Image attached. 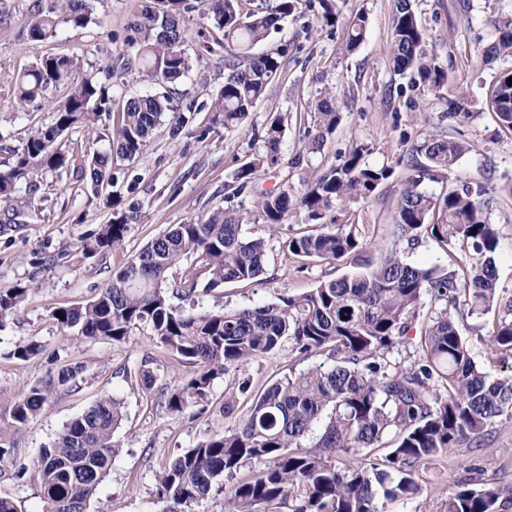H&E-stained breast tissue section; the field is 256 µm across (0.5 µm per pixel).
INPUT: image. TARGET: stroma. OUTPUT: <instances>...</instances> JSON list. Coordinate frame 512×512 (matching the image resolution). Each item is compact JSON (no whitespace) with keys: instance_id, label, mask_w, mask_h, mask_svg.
I'll return each mask as SVG.
<instances>
[{"instance_id":"obj_1","label":"stroma","mask_w":512,"mask_h":512,"mask_svg":"<svg viewBox=\"0 0 512 512\" xmlns=\"http://www.w3.org/2000/svg\"><path fill=\"white\" fill-rule=\"evenodd\" d=\"M7 4L6 15L0 17V168L24 148L33 127L53 120L51 109L41 102L17 103L13 94L16 75L50 54L78 58L68 84L50 92L52 99H64L69 83L98 73L108 60L129 56L128 24L139 9V0H96L86 27L76 30L63 24L53 39L34 43L22 33L33 0H7ZM360 10L368 16L367 36L353 51L347 49L342 30L333 31L317 22L308 26L299 20L281 22L271 41L289 47L284 70L257 102L247 126L231 131L213 127L207 113L199 112L174 138L168 123H161L138 157L113 156L112 178L100 186L70 173L44 175L38 191L31 193L32 210L22 229L0 234V290L19 283L31 287L21 312L0 329V445L10 448L13 455L12 460L0 462V494L13 497L22 512H39L41 503L28 478L17 474L14 460H33L40 448L100 395L123 399L127 416L118 431L122 452L88 512H164L166 504L156 494L155 476L167 461L209 435L235 431L256 394L312 366V359L300 357L291 343H283L277 351L216 378L206 401L173 416L157 394L132 388L124 371L150 356L161 372L171 371L186 380L195 376V366L172 365L169 356L142 331L117 344L96 340L64 347L51 313L91 298L113 271L170 225L206 219L222 207L228 173L248 159L252 128L282 112L304 111L321 91L332 90L344 106L341 122L323 150L309 155L312 164L334 162L352 144L365 142L371 147L369 164L394 170L372 197L353 205L367 239L375 244L369 257H376L378 249L392 241L396 198L408 173L413 143L423 133L444 135L455 129L472 150L449 173L448 182H480L490 188L488 216L500 238L495 254L499 286L512 295V134L501 132L488 105L499 66L481 61L483 46L498 36L496 20L512 13V0H419L429 45L448 75L447 89L440 93L405 89L404 78L394 74L388 54L391 0H345L342 6L347 15ZM223 84V61L215 55L205 57L170 91L172 98L188 95L205 103ZM452 90L466 95L469 119L448 118ZM305 153L298 127L289 124L281 161L262 172L258 189L273 190L285 183L299 186L303 171L293 160ZM113 198L125 206L140 205L145 214L143 223L132 225L124 248L88 259L70 252L71 244L111 221L108 202ZM307 222L306 212L297 211L280 234L269 236L267 272L259 281L201 293L196 310L273 303L306 293L320 280L363 270L360 259L315 260L304 267L286 259L288 236L306 230ZM494 319L491 313L471 316L460 322L459 329L475 342V362L497 377L503 368L492 362L481 341L491 332ZM22 340L38 342L41 354L29 361L12 358L16 343ZM63 359L82 365L78 389L59 391L40 416L24 425L15 424L11 419L14 404ZM243 381L249 385L248 392L237 396L236 412L225 415V389ZM417 478L421 497L388 504L387 512H444L449 490L462 481L512 483V416L497 419L484 446L448 449L422 464Z\"/></svg>"}]
</instances>
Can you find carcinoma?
Here are the masks:
<instances>
[{
	"label": "carcinoma",
	"mask_w": 512,
	"mask_h": 512,
	"mask_svg": "<svg viewBox=\"0 0 512 512\" xmlns=\"http://www.w3.org/2000/svg\"><path fill=\"white\" fill-rule=\"evenodd\" d=\"M95 0H34L24 23L29 39L44 42L57 27H84ZM418 0H393L389 56L393 71L409 76L411 87L442 88L447 74L429 43ZM321 9L329 27L342 25L346 46L364 41L367 17L342 16L339 0H141L129 25L128 44L142 76L161 87L188 76L194 59L224 53V85L211 100L210 124L226 130L250 117L267 87L280 76L288 45L261 53L280 22L303 18ZM196 14V52L184 48V23ZM499 36L485 50L491 61L512 62V18L498 22ZM77 60L48 55L15 78L13 93L21 104L44 100L49 90L68 80ZM512 65L501 68L489 106L502 130L512 133ZM466 97L448 99L450 114L469 118ZM54 121L33 128L12 165L0 169V204L11 210L8 223L31 205L17 195V184L29 181L38 190L45 173L89 174L93 183L106 178L109 156L80 158L61 144L66 131L81 127L97 133L111 117L108 89L89 76L70 87L66 98L51 103ZM202 105L191 99L173 106L170 92L128 99L113 123L110 149L132 160L147 146L154 129L169 115L176 137ZM340 105L326 90L314 110L299 113L304 138L320 147L340 122ZM287 130L281 114L253 129L248 161L233 169L224 184L227 205L206 220L174 224L149 242L112 277L97 286L87 301L57 307L52 317L62 342L84 339L121 342L143 330L176 363L199 366L186 382L173 376L158 384L154 360L147 358L125 377L140 389H158L161 403L181 414L210 395L213 381L232 369L276 351L284 341L304 357L326 361L267 386L255 396L236 431L216 433L177 455L157 475L164 512H194L213 490L224 491V512H384V503L411 500L422 493L416 473L422 462L450 448L486 443L496 418L512 411V375L490 379L476 364L471 346L461 336L458 319L498 311L495 325L480 337L493 350L512 355V296L500 297L495 253L497 225L487 217L491 198L486 185H448V172L470 151L457 137L426 134L412 145L408 174L396 200L394 243L368 262L365 270L321 280L309 292L251 308H223L187 313L170 295L194 301L230 283L251 282L266 273L268 241L245 238L242 226L262 220L269 235L279 233L297 209L317 227L288 237L287 255L301 260L338 261L369 246L358 214L344 210V219L324 223L333 208L366 200L393 170L365 161L371 147L360 143L329 165L291 186L259 190L260 172L281 160ZM441 185L439 193L426 183ZM255 196L256 211L241 209L232 198ZM145 218L140 207L112 202V221L82 237L77 245L86 257L123 246L131 225ZM447 255V266L424 267L407 261L406 251L427 241ZM31 285L0 291V327L16 316ZM418 336L410 343V335ZM411 344L407 363L389 354ZM41 352L33 340L18 342L12 357L29 361ZM82 365L65 361L57 373L32 385L11 411L24 425L54 402L63 388H78ZM123 403L101 395L80 416L67 423L52 443L21 468L37 489L41 512H87L120 454L116 432ZM322 424L316 442L305 441ZM385 448L381 462L356 467L336 465V455ZM265 461V468L228 488L244 466ZM512 502V485L474 487L458 483L448 493L446 512H500Z\"/></svg>",
	"instance_id": "1"
}]
</instances>
